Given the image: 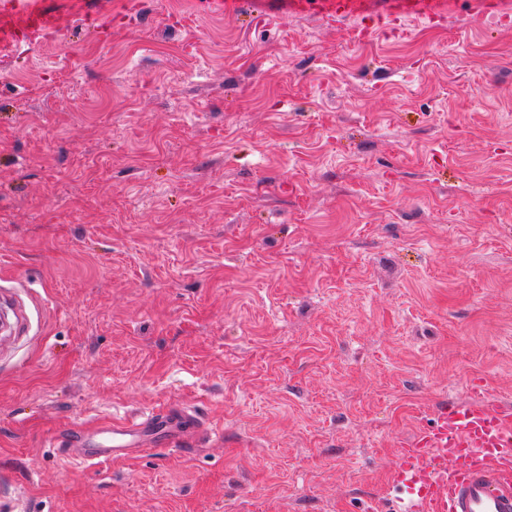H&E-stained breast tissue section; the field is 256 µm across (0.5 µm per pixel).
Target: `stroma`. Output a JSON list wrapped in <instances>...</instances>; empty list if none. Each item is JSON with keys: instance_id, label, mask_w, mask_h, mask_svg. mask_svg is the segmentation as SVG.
Segmentation results:
<instances>
[{"instance_id": "1", "label": "stroma", "mask_w": 512, "mask_h": 512, "mask_svg": "<svg viewBox=\"0 0 512 512\" xmlns=\"http://www.w3.org/2000/svg\"><path fill=\"white\" fill-rule=\"evenodd\" d=\"M0 45V508L388 512L474 382L512 406V19L358 43L324 0H34ZM105 25L96 36L86 15ZM193 410L92 466L66 424ZM13 14L21 15L23 22L6 34L1 33V43L5 40L19 41L26 33H49L55 28L54 16L31 7L28 1L2 0L0 2L1 17H9Z\"/></svg>"}]
</instances>
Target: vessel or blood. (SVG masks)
Masks as SVG:
<instances>
[{"mask_svg": "<svg viewBox=\"0 0 512 512\" xmlns=\"http://www.w3.org/2000/svg\"><path fill=\"white\" fill-rule=\"evenodd\" d=\"M325 4V17L336 21L357 17L369 23L382 13L441 18L447 12L446 0H387L381 9L375 0ZM14 14L23 22L7 32L11 41L55 27L54 16L28 0H0V15ZM199 430L186 408L168 407L101 426V433L112 439L108 447L76 426L53 433L51 442L68 458L96 464L161 446L189 448ZM393 485L391 512H512V411L486 388L474 398L441 405L401 449Z\"/></svg>", "mask_w": 512, "mask_h": 512, "instance_id": "1", "label": "vessel or blood"}]
</instances>
